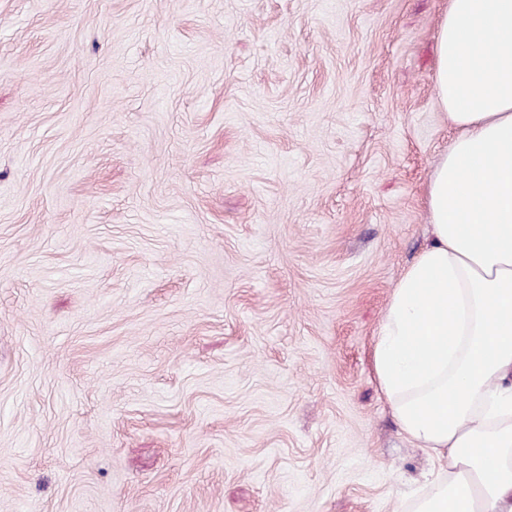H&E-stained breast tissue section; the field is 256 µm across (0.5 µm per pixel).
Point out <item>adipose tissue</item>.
<instances>
[{"label": "adipose tissue", "instance_id": "ef3b65f1", "mask_svg": "<svg viewBox=\"0 0 512 512\" xmlns=\"http://www.w3.org/2000/svg\"><path fill=\"white\" fill-rule=\"evenodd\" d=\"M435 81L458 134L429 181L432 238L391 293L375 369L432 463L413 512H512V0H448Z\"/></svg>", "mask_w": 512, "mask_h": 512}]
</instances>
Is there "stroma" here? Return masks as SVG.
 Wrapping results in <instances>:
<instances>
[{
	"instance_id": "35a3bbf8",
	"label": "stroma",
	"mask_w": 512,
	"mask_h": 512,
	"mask_svg": "<svg viewBox=\"0 0 512 512\" xmlns=\"http://www.w3.org/2000/svg\"><path fill=\"white\" fill-rule=\"evenodd\" d=\"M447 10L0 0V512H403Z\"/></svg>"
}]
</instances>
